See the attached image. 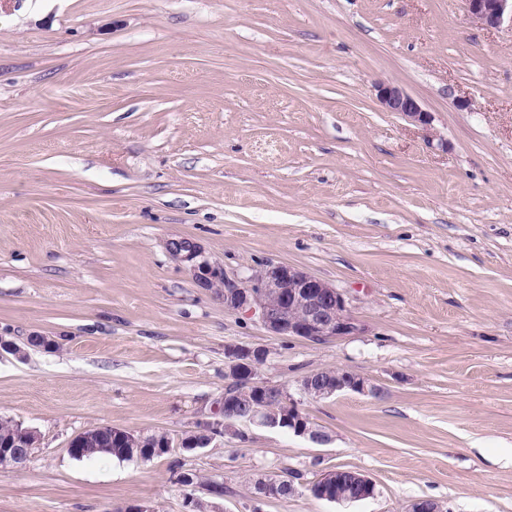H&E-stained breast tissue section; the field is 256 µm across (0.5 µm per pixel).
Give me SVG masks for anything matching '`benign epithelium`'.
Segmentation results:
<instances>
[{"label":"benign epithelium","mask_w":512,"mask_h":512,"mask_svg":"<svg viewBox=\"0 0 512 512\" xmlns=\"http://www.w3.org/2000/svg\"><path fill=\"white\" fill-rule=\"evenodd\" d=\"M472 22L483 29H498L512 23V0H466ZM377 98L387 112H395L410 123L427 125L430 115L421 104L400 87L381 82ZM208 288L224 286V307L258 315L269 335L300 338L313 343L351 336L357 331L355 321L348 314L343 294L333 285L285 264H264L244 281H232L214 270L204 281ZM264 346H234L227 351V384L224 391L237 388L246 392V401L238 406L222 405L219 417L201 422L181 441V448L192 453L206 448L224 437H237L241 426L256 425L270 429H289L317 444H326L329 436L317 428L302 413L297 402L282 387L268 384L257 376V368L268 357ZM302 392L314 399L336 396L344 392L368 394L375 391L369 379L346 369L330 373L318 371L304 377ZM21 430L25 442L5 443L0 448V464L23 469L29 463L33 448L39 442L37 431L14 423ZM103 428L84 431L69 444V453L77 457L93 444ZM343 470H331L315 480L310 490L318 492L327 502H356L377 494L375 481L353 471L352 482L356 492L347 497L336 492ZM297 494L299 488L287 478L263 477L257 485L260 498H281L283 489Z\"/></svg>","instance_id":"7a95c632"}]
</instances>
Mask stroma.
Here are the masks:
<instances>
[{"mask_svg":"<svg viewBox=\"0 0 512 512\" xmlns=\"http://www.w3.org/2000/svg\"><path fill=\"white\" fill-rule=\"evenodd\" d=\"M268 262L333 284L357 332L274 337L203 285ZM0 336L27 352L0 354V419L39 434L0 512H183L185 471L217 512H512V26L465 0H0ZM233 345L269 348L260 379L329 443L181 449ZM333 368L375 394H303ZM102 425L172 446L73 458ZM339 467L376 496L254 498ZM377 98L385 111L396 112L410 123L427 125L430 122V115L421 104L396 85L380 82ZM260 482L257 485L256 493L259 498H274V499H282L281 494L284 489V485L288 482V486L285 488L283 497L284 500L293 497L295 494H298L300 489L297 488L300 484L293 483L296 487L292 485L289 481L288 477L286 478H271V477H263L259 480ZM293 493V494H289ZM289 494V495H288Z\"/></svg>","mask_w":512,"mask_h":512,"instance_id":"35a3bbf8","label":"stroma"}]
</instances>
